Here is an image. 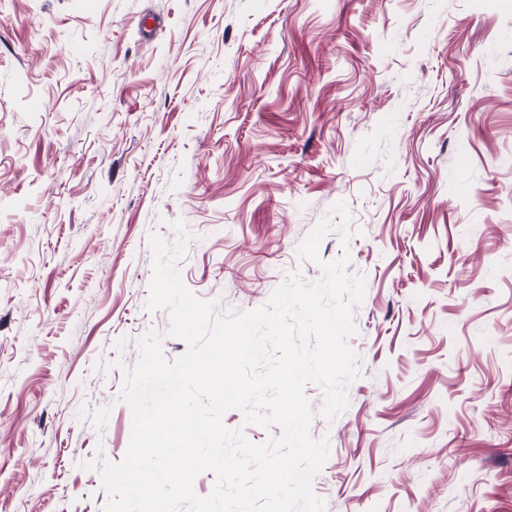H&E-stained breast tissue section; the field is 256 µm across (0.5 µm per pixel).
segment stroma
Here are the masks:
<instances>
[{"instance_id":"1","label":"stroma","mask_w":512,"mask_h":512,"mask_svg":"<svg viewBox=\"0 0 512 512\" xmlns=\"http://www.w3.org/2000/svg\"><path fill=\"white\" fill-rule=\"evenodd\" d=\"M177 221L221 313L364 277L325 512H512V0H0V512H104Z\"/></svg>"}]
</instances>
